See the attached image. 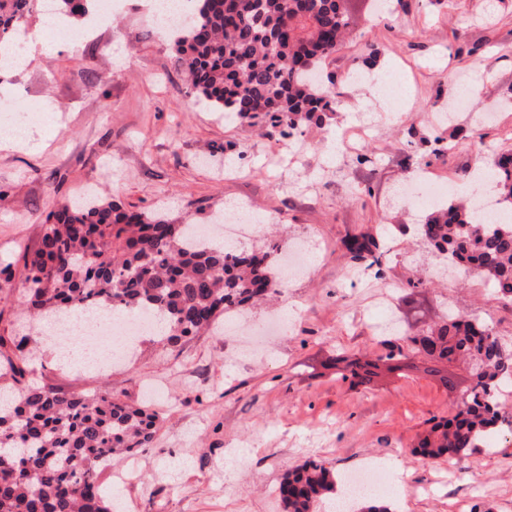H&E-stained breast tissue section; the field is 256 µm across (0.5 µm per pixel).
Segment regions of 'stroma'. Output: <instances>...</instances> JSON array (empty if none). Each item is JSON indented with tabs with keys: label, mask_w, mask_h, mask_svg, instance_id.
<instances>
[{
	"label": "stroma",
	"mask_w": 512,
	"mask_h": 512,
	"mask_svg": "<svg viewBox=\"0 0 512 512\" xmlns=\"http://www.w3.org/2000/svg\"><path fill=\"white\" fill-rule=\"evenodd\" d=\"M348 0L350 36L327 62L336 112L293 136L215 112L189 96L171 43L156 35L140 0H120L90 37L55 44L24 71L0 76V100L37 112L27 130L0 129V335H24L29 380L71 394L111 392L147 402L161 422L136 482H116V457L98 480L112 512H283L276 489L290 469L316 460L336 474L385 456L392 512H512V427L458 459L423 462L411 449L451 401L420 373L381 371L372 390L339 379L338 353L362 361L388 352L395 332L414 336L452 311L488 323L512 343V303L491 282L458 274L431 251L418 226L434 210L429 185L447 201L471 195L476 157L512 148V0H392L375 13ZM375 47L368 77L349 79ZM403 77L407 107H379L373 85ZM470 105L455 122L479 128L481 149L456 141L435 153L460 79ZM419 194L403 207L399 185ZM95 192L132 211L164 208L185 220L245 205L264 232L269 216L306 236L312 275L287 282L229 329L169 349L139 336L133 352L100 367L55 357L65 337L20 330L25 277L18 255L34 247L54 201ZM379 238L385 278L354 263L342 241ZM429 273L424 288L409 283ZM397 289L376 310L383 282ZM287 330L243 358L237 340L274 315Z\"/></svg>",
	"instance_id": "35a3bbf8"
}]
</instances>
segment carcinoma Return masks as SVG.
Returning a JSON list of instances; mask_svg holds the SVG:
<instances>
[{
  "label": "carcinoma",
  "instance_id": "obj_1",
  "mask_svg": "<svg viewBox=\"0 0 512 512\" xmlns=\"http://www.w3.org/2000/svg\"><path fill=\"white\" fill-rule=\"evenodd\" d=\"M41 0H0V42L13 40ZM194 16L172 31L174 63L187 93L215 112L264 122L286 135L325 124L335 112L325 62L350 25L344 0H193ZM497 207L512 213V151L492 160ZM193 224L162 212L127 211L114 201L87 196L58 202L42 224L36 248L22 251L29 314L45 319L73 309L149 311L164 324L161 341L176 346L214 329L228 315L276 292L272 273L284 241L270 238L260 250H235L210 242L191 247ZM426 241L452 257L465 273L489 279L498 298L512 303V224H488L478 203H451L426 218ZM354 262L377 267L382 253L374 238L349 237ZM424 371L440 376L448 391L453 377L440 366H470L463 404L434 417L412 454L432 462L460 457L506 421L498 388L512 382V345L488 324L445 315L418 336L399 335ZM10 337L0 336V512H112L98 483V459L139 455L151 449L159 415L108 395L65 394L26 382V358H14ZM402 346L392 344L377 362L363 365L339 355L337 374L369 387L380 366H407ZM339 477L308 461L288 471L278 486L284 512H315L336 494Z\"/></svg>",
  "mask_w": 512,
  "mask_h": 512
}]
</instances>
